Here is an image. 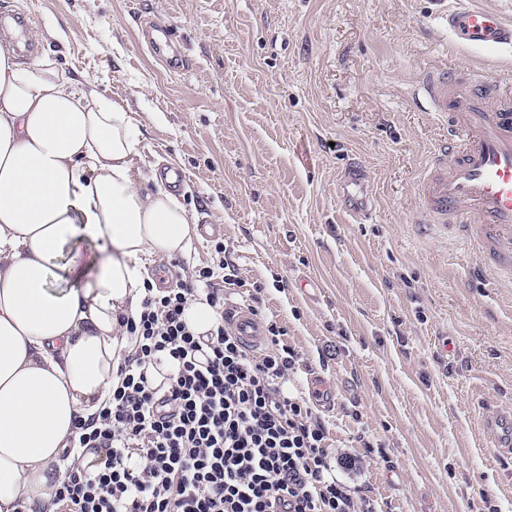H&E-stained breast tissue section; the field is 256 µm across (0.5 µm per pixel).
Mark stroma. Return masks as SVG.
<instances>
[{"label": "stroma", "mask_w": 512, "mask_h": 512, "mask_svg": "<svg viewBox=\"0 0 512 512\" xmlns=\"http://www.w3.org/2000/svg\"><path fill=\"white\" fill-rule=\"evenodd\" d=\"M11 16L62 27L70 69L139 112L143 160L185 174L173 191L215 237L148 267L160 288L234 265L297 363L338 404L317 409L336 476L379 512H512V453L484 414L512 412V289L416 224L415 179L447 127L416 99L423 71L512 51L455 43L433 0H0ZM173 30L190 64L175 72L141 37L140 16ZM365 168L372 223L345 222L336 180ZM223 252H216V244ZM313 285L303 288L300 277Z\"/></svg>", "instance_id": "obj_1"}]
</instances>
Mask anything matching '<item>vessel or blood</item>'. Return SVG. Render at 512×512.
Segmentation results:
<instances>
[{"mask_svg":"<svg viewBox=\"0 0 512 512\" xmlns=\"http://www.w3.org/2000/svg\"><path fill=\"white\" fill-rule=\"evenodd\" d=\"M437 17L452 38L470 48H512V20L476 0H437ZM151 51L169 68L180 69L184 54L173 48L171 29L142 25ZM470 79L445 67L423 72L418 94L430 110L447 118L448 135L430 154L417 191L421 222L452 229L454 239L490 268L494 285L512 288V77L488 79L483 64ZM338 196L349 222L371 221L375 208L363 172L350 165L341 175ZM226 318L247 346L263 340L262 326L248 309L234 306ZM493 446L512 450V415L494 411L482 420Z\"/></svg>","mask_w":512,"mask_h":512,"instance_id":"obj_1","label":"vessel or blood"}]
</instances>
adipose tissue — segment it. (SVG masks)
Listing matches in <instances>:
<instances>
[{
  "mask_svg": "<svg viewBox=\"0 0 512 512\" xmlns=\"http://www.w3.org/2000/svg\"><path fill=\"white\" fill-rule=\"evenodd\" d=\"M24 36L42 47L27 62L0 49V512H57L56 475L97 466L76 451L75 422L118 383L146 259L186 253L196 229L156 168L141 167L137 113L60 62V28L32 21ZM79 235L96 255L58 266ZM86 269L83 287H55Z\"/></svg>",
  "mask_w": 512,
  "mask_h": 512,
  "instance_id": "ef3b65f1",
  "label": "adipose tissue"
}]
</instances>
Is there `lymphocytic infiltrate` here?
<instances>
[{
  "label": "lymphocytic infiltrate",
  "mask_w": 512,
  "mask_h": 512,
  "mask_svg": "<svg viewBox=\"0 0 512 512\" xmlns=\"http://www.w3.org/2000/svg\"><path fill=\"white\" fill-rule=\"evenodd\" d=\"M214 275L147 288L111 400L77 422L79 447L103 460L66 470L57 501L66 512H377L337 479L310 403L285 390L296 354L282 327L268 324L271 349L251 354L222 317ZM202 298L218 319L199 335L184 311ZM165 362L154 382L149 369Z\"/></svg>",
  "instance_id": "lymphocytic-infiltrate-1"
}]
</instances>
